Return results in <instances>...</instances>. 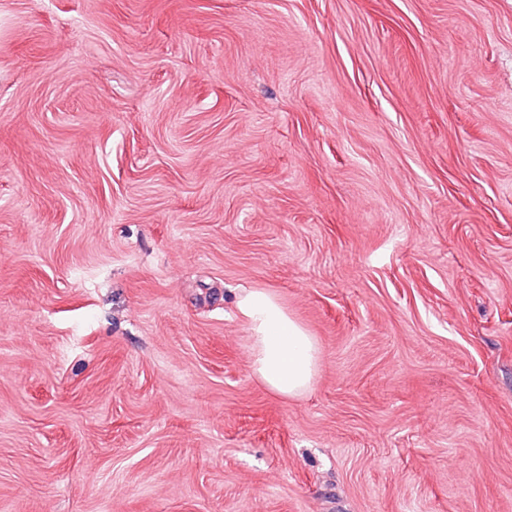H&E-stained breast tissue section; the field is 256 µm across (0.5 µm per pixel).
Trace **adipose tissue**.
I'll return each instance as SVG.
<instances>
[{"mask_svg": "<svg viewBox=\"0 0 512 512\" xmlns=\"http://www.w3.org/2000/svg\"><path fill=\"white\" fill-rule=\"evenodd\" d=\"M236 307L252 343L251 371L271 392L295 397L312 384L320 350L278 296L264 288L240 293Z\"/></svg>", "mask_w": 512, "mask_h": 512, "instance_id": "ef3b65f1", "label": "adipose tissue"}]
</instances>
